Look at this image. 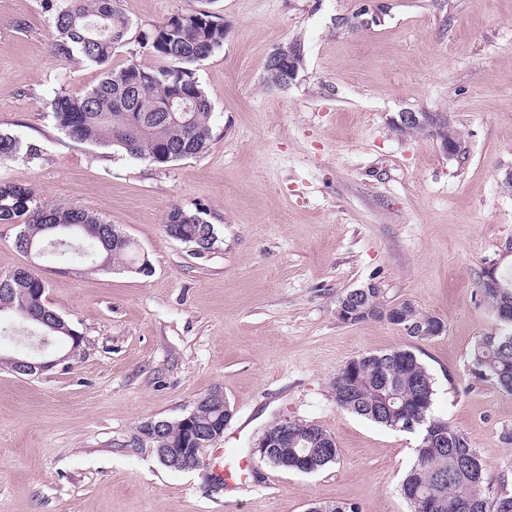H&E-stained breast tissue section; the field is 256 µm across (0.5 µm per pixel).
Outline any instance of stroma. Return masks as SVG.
Here are the masks:
<instances>
[{"label":"stroma","mask_w":512,"mask_h":512,"mask_svg":"<svg viewBox=\"0 0 512 512\" xmlns=\"http://www.w3.org/2000/svg\"><path fill=\"white\" fill-rule=\"evenodd\" d=\"M197 0H118L133 31ZM212 0L224 45L197 67L212 103L203 154L163 166L72 141L48 108L104 70L160 61L137 42L106 66L62 63L43 0H0V133L35 140L36 165L0 161L1 182L45 204L83 207L134 241L148 275L38 259L43 300L83 336L82 352L39 376L0 368V512H308L316 502L410 512L399 493L417 434L339 412L347 361L412 349L435 380L434 414L465 434L493 487L512 491V394L470 374L471 350L499 327L478 291L486 260L512 239V0ZM305 56L288 88L266 82L280 45ZM405 109L447 114L446 155L403 133ZM175 206L200 209L218 241L204 257L169 237ZM381 282L444 332L415 341L391 325L336 317L338 298ZM35 325L0 314V354H56ZM221 389L233 417L217 442L245 483L217 487L210 465L163 466L138 427L178 421ZM333 437L339 460L302 474L253 454L282 418Z\"/></svg>","instance_id":"35a3bbf8"}]
</instances>
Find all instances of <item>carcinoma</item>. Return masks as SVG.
<instances>
[{"label": "carcinoma", "mask_w": 512, "mask_h": 512, "mask_svg": "<svg viewBox=\"0 0 512 512\" xmlns=\"http://www.w3.org/2000/svg\"><path fill=\"white\" fill-rule=\"evenodd\" d=\"M55 56L70 62L103 65L115 49L127 41L131 22L117 8V0H63L54 14ZM224 19L201 8L169 16L139 33L140 48L160 59L162 65L144 68L129 63L106 72L102 80L82 94L60 93L51 101L55 125L70 139L102 148L118 147L129 157L165 165L197 156L206 151L212 137V104L196 77L197 65L224 45ZM180 104L186 112L178 120L168 118L169 102ZM20 160L37 164L43 160L41 146L32 140L0 133V161ZM0 224L22 226L16 246H33L45 253L50 246L73 248L77 239L92 245L90 257L101 269L118 265L123 269L140 266L134 243L121 230L98 215L80 208L48 207L26 185L0 182ZM53 224H69L60 236ZM166 233L180 241L192 236L208 241L217 238L213 225L200 213L179 206L165 218ZM506 288L481 292L492 310L512 308V270L500 273ZM44 283L14 270L0 276V302L10 303L9 311L24 322L48 317L53 309L44 305ZM349 304L369 311L368 318L393 327L398 323L389 310L397 308L408 322L427 321L430 312L409 301L393 304L384 294L352 295ZM501 331L482 337L471 353L472 373L501 391L512 383V323H500ZM390 385L393 399L382 402L383 388ZM336 407L387 428H394L403 412L434 417L435 381L425 365L410 349L398 348L358 358L353 366H343L332 384ZM220 408L201 403L194 422L203 426L216 421ZM438 433L432 448H416L413 464L400 487L411 512H512V492L488 495L484 465L465 435L448 421L436 419ZM291 432L297 441L284 448H272L260 460L274 468L294 470L298 457H310L316 470L337 462L339 453L331 451L334 441L321 426L294 419ZM186 429L169 423L163 433L146 443L154 448L179 446Z\"/></svg>", "instance_id": "obj_1"}]
</instances>
